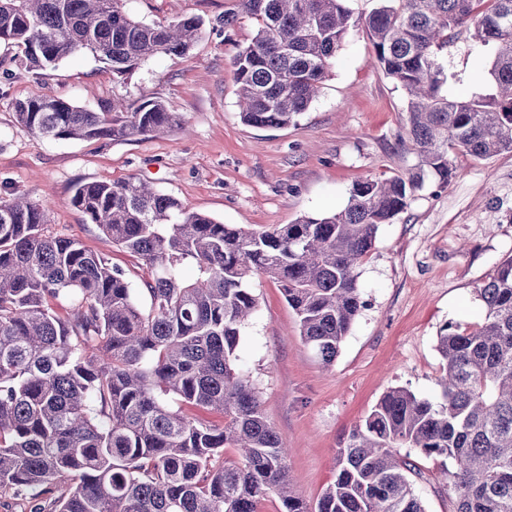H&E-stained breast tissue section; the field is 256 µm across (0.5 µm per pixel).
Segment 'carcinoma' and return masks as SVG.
Wrapping results in <instances>:
<instances>
[{"label": "carcinoma", "mask_w": 512, "mask_h": 512, "mask_svg": "<svg viewBox=\"0 0 512 512\" xmlns=\"http://www.w3.org/2000/svg\"><path fill=\"white\" fill-rule=\"evenodd\" d=\"M344 2L237 0L224 12L226 29L257 26L232 58L244 124L281 128L308 110L359 24ZM379 2L365 25L378 65L405 91L420 164L356 182L340 212L257 232L143 180L77 185L71 204L148 269L137 288L106 255L49 231L48 206L0 198V496L28 499L29 512H258L275 495L283 512H309L287 480L288 448L238 365L241 329L258 307L253 278L278 284L329 366L365 307L356 269L379 225L425 179H452L450 153H512V0ZM464 32L493 52L490 85L450 96L448 45ZM205 34L200 16L146 23L125 0H0V43L22 49L29 72L86 50L124 77L153 57L185 56ZM14 114L54 140L121 141L183 124L151 99L94 111L34 97ZM477 293L483 322L447 323L437 336L440 397L388 389L338 449L314 512H426L414 453L454 465V512H512V258Z\"/></svg>", "instance_id": "1"}]
</instances>
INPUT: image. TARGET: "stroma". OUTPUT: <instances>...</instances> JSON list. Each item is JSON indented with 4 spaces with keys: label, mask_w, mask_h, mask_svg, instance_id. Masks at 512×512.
<instances>
[{
    "label": "stroma",
    "mask_w": 512,
    "mask_h": 512,
    "mask_svg": "<svg viewBox=\"0 0 512 512\" xmlns=\"http://www.w3.org/2000/svg\"><path fill=\"white\" fill-rule=\"evenodd\" d=\"M234 0H126L146 22L199 15L207 34L183 58L155 57L126 79L91 53L78 52L39 73L18 66L21 49L0 44V197L50 205L49 228L108 255L133 283L141 261L113 245L70 204L77 184L138 178L190 210L264 231L343 209L353 184L416 170L407 137L406 95L375 63L365 31H353L318 96L281 129L243 124L231 59L256 33L251 22L228 30ZM450 94L486 85V58L460 37L448 49ZM58 97L93 110L117 98L155 99L179 113L186 130L126 141L49 140L19 126L16 101ZM448 185L426 180L408 209L380 225L358 268L366 302L331 370L304 342L280 288L253 280L256 314L243 326L239 362L256 383L267 421L287 442L293 491L316 505L334 481L336 451L381 395L402 386L418 397L440 395L443 325L470 329L485 315L476 294L512 257V153L477 159L455 153ZM427 512H454L440 462L416 456Z\"/></svg>",
    "instance_id": "stroma-1"
}]
</instances>
